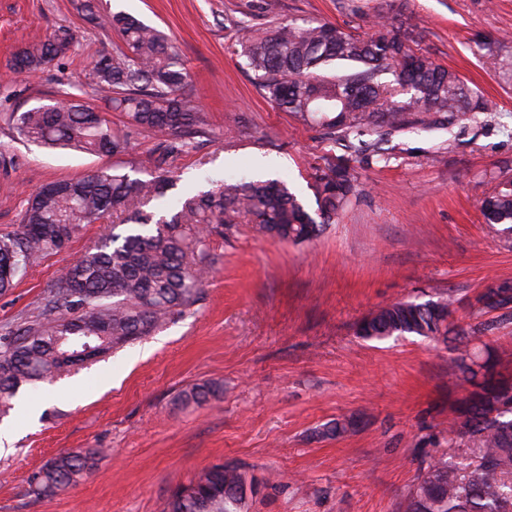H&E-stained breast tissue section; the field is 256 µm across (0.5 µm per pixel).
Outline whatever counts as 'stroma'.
<instances>
[{
	"label": "stroma",
	"mask_w": 512,
	"mask_h": 512,
	"mask_svg": "<svg viewBox=\"0 0 512 512\" xmlns=\"http://www.w3.org/2000/svg\"><path fill=\"white\" fill-rule=\"evenodd\" d=\"M170 34L190 72L186 87L204 117L193 147L168 167L184 191L207 178H278L315 212L312 174L326 160L358 173L354 195L317 240L293 245L236 224L212 237V273L191 313L104 360L18 396L38 420L0 454V512H164L170 494L204 468L231 463L258 484L245 512H403L421 467L447 458L448 420L460 382L445 342L357 336L365 315L399 301L453 294V330L475 325L473 299L492 281H512V235L486 223L480 205L512 179V0H103ZM412 38L414 50L457 70L489 103L491 122L464 131L405 129L385 136L389 165L358 141L323 136L264 100L235 47V24L257 28L318 19L355 36L373 35L377 16ZM65 25L74 52L28 77L6 67L34 37ZM86 24L70 0H0V233L17 229L41 186L116 165L154 170L158 134L111 113L127 153L102 159L16 139L7 113L46 101L76 82L91 57L120 45ZM85 225L69 248L44 257L0 294V333L33 320L52 285L100 240ZM490 348L512 372V317L486 313ZM205 382L219 398L176 405ZM352 420L354 432L323 435ZM99 448L93 472L52 497L28 478L56 454Z\"/></svg>",
	"instance_id": "1"
}]
</instances>
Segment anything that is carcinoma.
<instances>
[{"instance_id": "1", "label": "carcinoma", "mask_w": 512, "mask_h": 512, "mask_svg": "<svg viewBox=\"0 0 512 512\" xmlns=\"http://www.w3.org/2000/svg\"><path fill=\"white\" fill-rule=\"evenodd\" d=\"M75 9L94 27L118 33L121 46L101 52L87 67L79 93L63 91L47 102L6 117L19 138L47 149H70L111 157L127 151V136L89 99L122 112L131 126L164 136L157 144L155 170L139 178L117 167H102L77 180H59L28 200L21 224L0 234V293L43 256L69 247L85 224L114 219L100 242L85 251L50 289L27 325L0 336V414L24 384L52 381L88 362L160 331L169 320L203 298L209 275V243L234 224L302 244L323 225L288 186L275 179L208 180L171 205L167 192L176 179L165 165L201 132L202 115L184 94L189 73L177 47L161 30L127 13H103L95 0H75ZM392 23L376 24L368 40L334 24L296 19L266 28L243 27L235 46L261 96L305 123H315L328 139L382 137L420 126L453 127L488 111L480 91L455 70L434 63L407 44ZM76 43L60 26L30 40L8 60L15 73L38 74L58 66ZM357 176L334 161L314 173L321 218L333 219L354 193ZM487 223L512 231V181L499 183L481 203ZM453 295L425 302L399 301L363 317L359 337L384 340L406 336H448L446 317ZM512 305V282L494 281L479 294L474 314ZM450 369L461 382L448 435L468 439L465 458L423 468L404 512H512V378L493 355H480L468 333L450 338ZM220 392L213 383L196 385L178 400L197 405ZM100 448H76L49 459L30 478L31 490L48 497L88 477ZM189 497L177 493L166 512H243L246 498L235 488L246 476L203 470Z\"/></svg>"}]
</instances>
